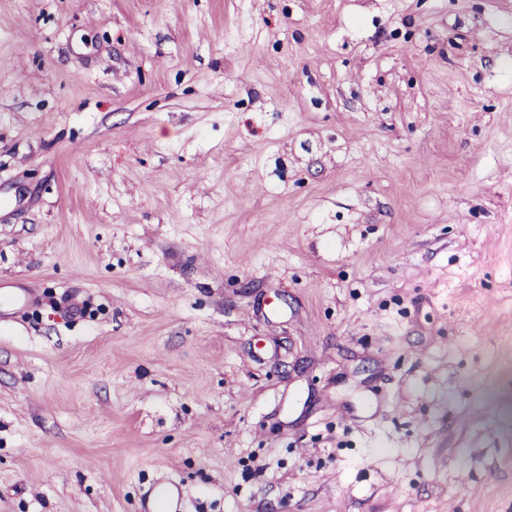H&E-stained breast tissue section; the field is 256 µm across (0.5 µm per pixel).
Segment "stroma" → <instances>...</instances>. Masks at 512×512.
I'll return each mask as SVG.
<instances>
[{"mask_svg":"<svg viewBox=\"0 0 512 512\" xmlns=\"http://www.w3.org/2000/svg\"><path fill=\"white\" fill-rule=\"evenodd\" d=\"M0 512H512V0H0Z\"/></svg>","mask_w":512,"mask_h":512,"instance_id":"stroma-1","label":"stroma"}]
</instances>
